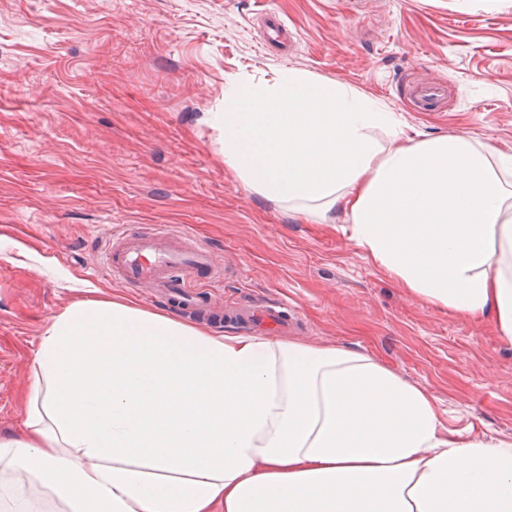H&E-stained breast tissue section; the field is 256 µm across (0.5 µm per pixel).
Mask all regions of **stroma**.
Instances as JSON below:
<instances>
[{
    "mask_svg": "<svg viewBox=\"0 0 512 512\" xmlns=\"http://www.w3.org/2000/svg\"><path fill=\"white\" fill-rule=\"evenodd\" d=\"M265 11L291 55L262 47ZM286 68L369 95L405 135L512 154V0H0V435L23 428L44 324L89 289L166 313L102 264L122 230L166 226L222 261L224 313L287 304L289 339L370 355L435 396L454 436L512 442V345L491 321L411 296L225 167L207 114L228 83ZM426 78L448 93L418 112L404 88ZM262 28L263 40L268 41L271 39L284 45L285 53H288V48L295 45L293 36L289 35L288 37V29L285 23L281 21L275 13H267L266 16L262 18Z\"/></svg>",
    "mask_w": 512,
    "mask_h": 512,
    "instance_id": "35a3bbf8",
    "label": "stroma"
}]
</instances>
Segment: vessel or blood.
<instances>
[{"label": "vessel or blood", "instance_id": "b4317fda", "mask_svg": "<svg viewBox=\"0 0 512 512\" xmlns=\"http://www.w3.org/2000/svg\"><path fill=\"white\" fill-rule=\"evenodd\" d=\"M262 28L264 39L293 47V38L289 37L285 23L275 13L266 14ZM445 94L442 86L428 80L414 83L407 89L409 101L421 111L436 106ZM105 268L111 277L127 286H147L202 319L214 323L223 320L221 309L209 305L202 295L203 289L222 279L223 269L206 245L188 236L157 228L122 232L113 238L105 251ZM238 319L253 327L281 333L288 330L287 318L274 308H245L240 310Z\"/></svg>", "mask_w": 512, "mask_h": 512}]
</instances>
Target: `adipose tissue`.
Segmentation results:
<instances>
[{
	"label": "adipose tissue",
	"instance_id": "obj_1",
	"mask_svg": "<svg viewBox=\"0 0 512 512\" xmlns=\"http://www.w3.org/2000/svg\"><path fill=\"white\" fill-rule=\"evenodd\" d=\"M224 99L207 122L252 192L340 223L412 296L512 344L511 154L403 137L379 102L299 71ZM24 403L0 512H37L38 491L56 512H512V442L449 435L432 394L335 346L83 299L44 328Z\"/></svg>",
	"mask_w": 512,
	"mask_h": 512
}]
</instances>
